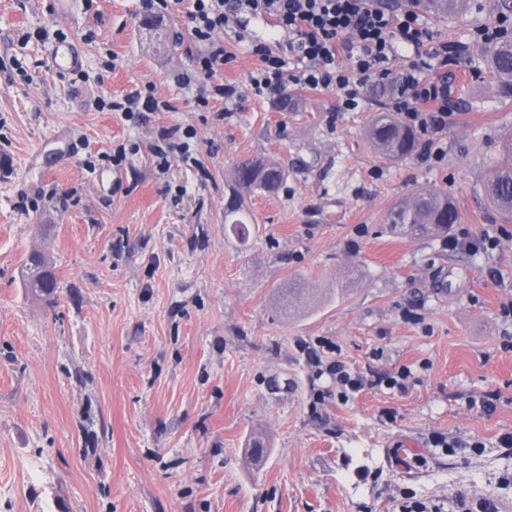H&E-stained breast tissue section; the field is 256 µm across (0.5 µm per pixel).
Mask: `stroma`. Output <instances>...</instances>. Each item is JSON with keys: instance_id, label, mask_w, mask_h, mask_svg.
I'll list each match as a JSON object with an SVG mask.
<instances>
[{"instance_id": "1", "label": "stroma", "mask_w": 512, "mask_h": 512, "mask_svg": "<svg viewBox=\"0 0 512 512\" xmlns=\"http://www.w3.org/2000/svg\"><path fill=\"white\" fill-rule=\"evenodd\" d=\"M491 8L427 19L453 63L448 127L422 135L444 156L424 162L366 141L384 85L354 112L292 85L279 111L245 92L259 60L228 33L216 78L244 94L224 113L175 82L198 52L179 11L162 17L181 42L159 53L140 0H0V512H459L483 497L512 512V220L481 190L512 99L473 37ZM57 28L83 56L72 79L44 61ZM147 85L171 110L135 124L102 109ZM172 127L195 131L201 168L155 166L148 146ZM130 142L141 151L113 166ZM257 155L288 178L246 197L242 240L224 227L227 180ZM420 189L448 192L461 222L388 233L385 211ZM464 233L497 245L450 250ZM33 252L55 264L54 305L20 282ZM285 288L310 304L286 308ZM326 341L376 387L338 400L315 367ZM404 369L406 393L383 386Z\"/></svg>"}]
</instances>
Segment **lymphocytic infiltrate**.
<instances>
[{"mask_svg":"<svg viewBox=\"0 0 512 512\" xmlns=\"http://www.w3.org/2000/svg\"><path fill=\"white\" fill-rule=\"evenodd\" d=\"M182 7L189 34L198 47L193 75L182 85H196L197 99H234L235 86L213 77L234 54L224 45V29L236 28L260 62L247 79L258 97L284 92L288 85L310 91H333L340 107L353 111L365 100L369 79L389 82V105L406 124L436 132L448 125V46L435 42L425 20L415 11H394L382 0H143L145 10ZM270 18L283 41L271 46L246 41L244 18ZM194 130L163 133L152 153L157 166L178 159L198 161Z\"/></svg>","mask_w":512,"mask_h":512,"instance_id":"1","label":"lymphocytic infiltrate"}]
</instances>
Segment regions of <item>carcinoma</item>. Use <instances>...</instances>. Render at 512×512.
<instances>
[{
	"mask_svg": "<svg viewBox=\"0 0 512 512\" xmlns=\"http://www.w3.org/2000/svg\"><path fill=\"white\" fill-rule=\"evenodd\" d=\"M422 10L437 16H453L466 12L470 0H413ZM142 25L153 32L158 49L165 51L178 45L169 27L156 17H145ZM486 58L492 88L502 98H512V39H500L479 47ZM367 137L379 154L388 160H402L416 150L421 134L404 124L395 112H376L367 127ZM287 169L276 160L262 156L238 164L228 184L229 195L224 203V223L238 235L251 223L244 207L247 195H272L282 188ZM487 202L495 210L512 217V138L504 140L502 158L490 163L482 181ZM460 212L445 193L417 190L397 200L385 216L392 232L422 237L446 234L459 223ZM20 277L27 293L50 305L56 303L59 281L51 260L40 254H30L22 265Z\"/></svg>",
	"mask_w": 512,
	"mask_h": 512,
	"instance_id": "obj_1",
	"label": "carcinoma"
}]
</instances>
